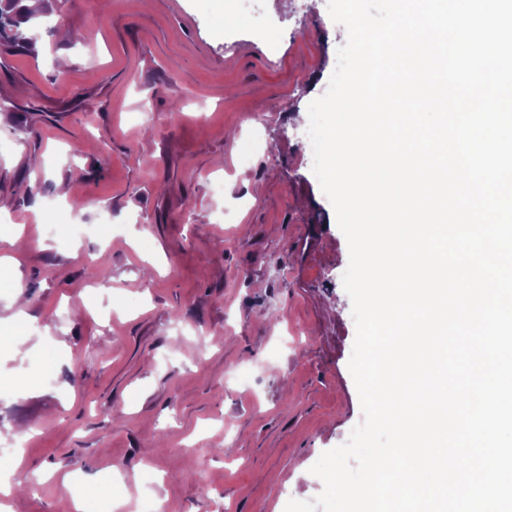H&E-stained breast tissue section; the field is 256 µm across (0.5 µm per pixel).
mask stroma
Wrapping results in <instances>:
<instances>
[{"label": "stroma", "instance_id": "1", "mask_svg": "<svg viewBox=\"0 0 512 512\" xmlns=\"http://www.w3.org/2000/svg\"><path fill=\"white\" fill-rule=\"evenodd\" d=\"M100 2L19 0L36 44L0 37V255L51 214L20 254L24 328L0 275L14 512H68L76 470L136 484L125 512H285L362 420L349 247L303 138L347 31L328 0H258L263 27L238 0Z\"/></svg>", "mask_w": 512, "mask_h": 512}]
</instances>
